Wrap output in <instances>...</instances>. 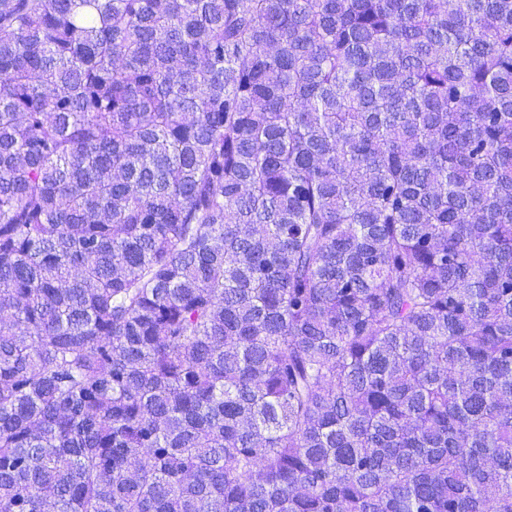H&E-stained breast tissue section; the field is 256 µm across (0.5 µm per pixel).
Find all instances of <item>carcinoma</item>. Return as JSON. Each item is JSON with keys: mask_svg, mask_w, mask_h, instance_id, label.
<instances>
[{"mask_svg": "<svg viewBox=\"0 0 512 512\" xmlns=\"http://www.w3.org/2000/svg\"><path fill=\"white\" fill-rule=\"evenodd\" d=\"M0 512H512V0H0Z\"/></svg>", "mask_w": 512, "mask_h": 512, "instance_id": "1", "label": "carcinoma"}]
</instances>
